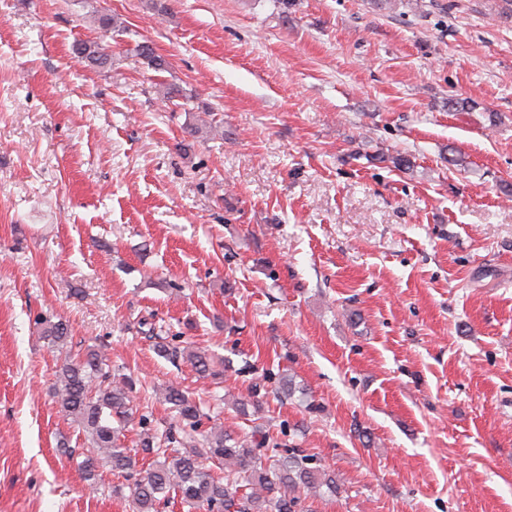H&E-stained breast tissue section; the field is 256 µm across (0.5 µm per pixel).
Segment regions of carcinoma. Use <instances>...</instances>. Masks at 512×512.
Here are the masks:
<instances>
[{
  "label": "carcinoma",
  "mask_w": 512,
  "mask_h": 512,
  "mask_svg": "<svg viewBox=\"0 0 512 512\" xmlns=\"http://www.w3.org/2000/svg\"><path fill=\"white\" fill-rule=\"evenodd\" d=\"M78 57L96 66L110 61L106 46L81 42L75 46ZM47 343L64 349L70 343L69 325L40 316ZM146 338L154 342L165 358H185L202 378L224 376V363L204 352L175 343L155 333L149 326ZM53 396L58 413L77 424L87 445L79 463L85 481L94 486L100 470L132 477L130 494L136 512H158L162 504L178 497L188 512H305L300 492H317L325 487L336 491V481L324 466L312 465L313 458L297 448H283L265 435L257 442H245L210 422L199 402L176 385L165 388V403L177 412L179 428H161L151 413L138 419V447L124 446L126 426L134 419L135 383L129 377L112 375L105 354L88 349L68 356L57 370ZM195 434L203 438L209 459L233 465L224 480L216 478L193 451L182 448L183 441Z\"/></svg>",
  "instance_id": "carcinoma-1"
}]
</instances>
